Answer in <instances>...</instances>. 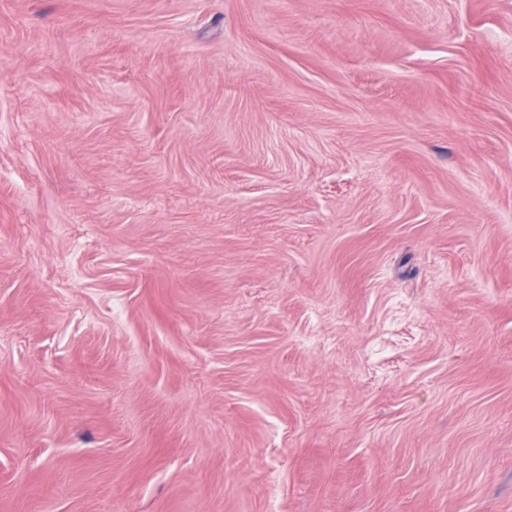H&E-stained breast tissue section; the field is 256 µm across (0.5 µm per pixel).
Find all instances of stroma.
Here are the masks:
<instances>
[{"label":"stroma","instance_id":"stroma-1","mask_svg":"<svg viewBox=\"0 0 512 512\" xmlns=\"http://www.w3.org/2000/svg\"><path fill=\"white\" fill-rule=\"evenodd\" d=\"M0 512H512V0H0Z\"/></svg>","mask_w":512,"mask_h":512}]
</instances>
